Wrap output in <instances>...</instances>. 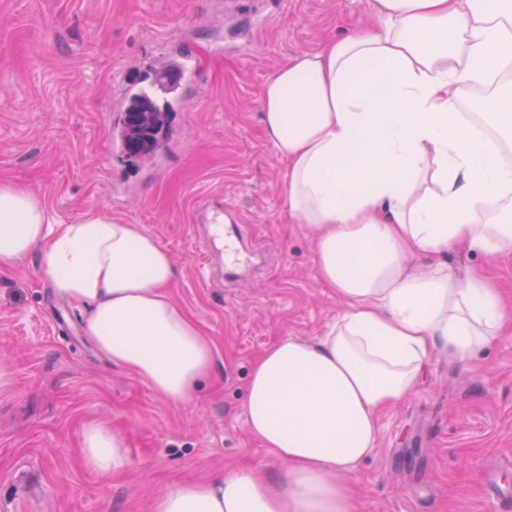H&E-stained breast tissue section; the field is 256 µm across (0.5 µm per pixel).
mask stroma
Here are the masks:
<instances>
[{
    "label": "stroma",
    "mask_w": 512,
    "mask_h": 512,
    "mask_svg": "<svg viewBox=\"0 0 512 512\" xmlns=\"http://www.w3.org/2000/svg\"><path fill=\"white\" fill-rule=\"evenodd\" d=\"M373 0H0V183L73 221L139 224L171 254L175 302L212 340L217 369L171 404L84 337V304L52 294L37 254L0 268V512H149L176 485L279 464L248 431L253 364L275 341L313 342L344 310L319 280L312 241L286 206L287 170L266 137L264 85L288 59L373 27ZM190 45L188 59L172 47ZM197 69L191 91L157 93L169 137L138 166L117 142L127 90ZM223 205L253 265L225 274L200 222ZM450 270L494 277L512 307V253L459 250ZM127 437V465L89 469L82 431ZM512 490V335L463 364L435 354L420 386L379 415L353 478L357 512H499L483 473Z\"/></svg>",
    "instance_id": "35a3bbf8"
}]
</instances>
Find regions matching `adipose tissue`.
I'll list each match as a JSON object with an SVG mask.
<instances>
[{
    "label": "adipose tissue",
    "instance_id": "ef3b65f1",
    "mask_svg": "<svg viewBox=\"0 0 512 512\" xmlns=\"http://www.w3.org/2000/svg\"><path fill=\"white\" fill-rule=\"evenodd\" d=\"M374 8L378 26L292 57L260 102L290 220L313 231L318 276L345 303L319 340L282 337L250 371L247 428L282 470L186 481L151 512H356L349 478L379 412L416 391L433 353L467 362L512 330L496 284L442 260L512 252V0ZM33 252L56 296L88 303L84 335L158 396L188 403L214 373L210 338L169 294L174 261L141 225L63 222L0 184V266ZM82 448L101 476L126 464L108 424L86 425Z\"/></svg>",
    "mask_w": 512,
    "mask_h": 512
}]
</instances>
